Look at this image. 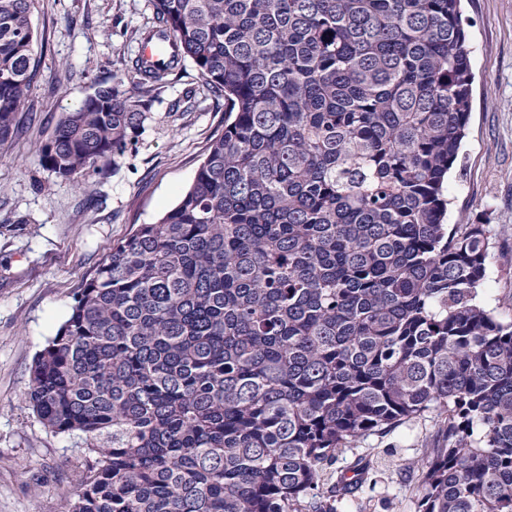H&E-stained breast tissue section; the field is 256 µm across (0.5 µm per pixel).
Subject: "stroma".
Segmentation results:
<instances>
[{
    "label": "stroma",
    "instance_id": "stroma-1",
    "mask_svg": "<svg viewBox=\"0 0 512 512\" xmlns=\"http://www.w3.org/2000/svg\"><path fill=\"white\" fill-rule=\"evenodd\" d=\"M148 0H34L36 76L0 144V512H64L88 457L85 440L47 429L26 402L33 357L66 319L84 278L141 224L173 207L224 131V101L192 64L150 91L134 145L108 173L59 186L39 145L62 112L139 55ZM474 83L464 158L448 177L449 225H487L492 248L479 300L512 320V0H463ZM427 412L345 449L336 469L378 460L381 481L337 512H416Z\"/></svg>",
    "mask_w": 512,
    "mask_h": 512
}]
</instances>
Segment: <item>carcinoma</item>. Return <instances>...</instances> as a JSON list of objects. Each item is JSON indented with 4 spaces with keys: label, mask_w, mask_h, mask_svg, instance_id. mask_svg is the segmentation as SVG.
<instances>
[{
    "label": "carcinoma",
    "mask_w": 512,
    "mask_h": 512,
    "mask_svg": "<svg viewBox=\"0 0 512 512\" xmlns=\"http://www.w3.org/2000/svg\"><path fill=\"white\" fill-rule=\"evenodd\" d=\"M148 3L164 55L62 113L42 166L106 173L147 119L139 90L187 61L224 133L33 359L28 403L90 457L66 512H336L326 466L427 411L418 512H512V321L478 300L487 225L445 224L472 103L460 0ZM32 4L0 0V142Z\"/></svg>",
    "instance_id": "obj_1"
}]
</instances>
